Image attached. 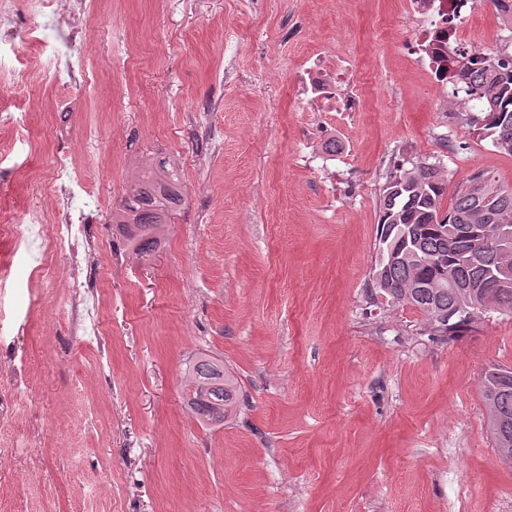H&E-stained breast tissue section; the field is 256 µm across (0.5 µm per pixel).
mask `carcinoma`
<instances>
[{"label": "carcinoma", "mask_w": 512, "mask_h": 512, "mask_svg": "<svg viewBox=\"0 0 512 512\" xmlns=\"http://www.w3.org/2000/svg\"><path fill=\"white\" fill-rule=\"evenodd\" d=\"M438 77L475 101L478 114L463 113L467 123L512 156V54L462 52ZM447 189L448 173L436 164L399 166L389 174L379 201L378 260L369 290L392 306L419 310L430 335L449 341L473 330L484 312L512 314V265L496 258L512 254V189L478 170L446 208ZM182 201L177 170L160 164L139 173L112 223L130 249L147 256ZM184 378L196 387L187 406L202 422L222 424L236 410L239 382L224 361L202 354ZM482 397L497 454L512 466V368L486 370Z\"/></svg>", "instance_id": "carcinoma-1"}]
</instances>
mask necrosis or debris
I'll return each mask as SVG.
<instances>
[{
	"label": "necrosis or debris",
	"mask_w": 512,
	"mask_h": 512,
	"mask_svg": "<svg viewBox=\"0 0 512 512\" xmlns=\"http://www.w3.org/2000/svg\"><path fill=\"white\" fill-rule=\"evenodd\" d=\"M90 0H73L72 15L65 18L54 12L52 0H29L31 16L40 17L39 28H66V35L56 37L54 61L59 86L64 91L83 90L96 84L97 77L89 69L82 48L87 43L86 25L80 18L88 13ZM475 0H439L438 5L424 7L423 0H409L410 12L425 13L428 19V36L424 48L436 53L441 64L452 61L449 45L466 49L461 35H454L452 44H435L432 36L436 31L447 29L449 22L471 17ZM36 28V29H39ZM36 29L15 31L10 10L0 0V47L16 50L18 43L35 44ZM312 87L319 90L327 103L328 111L357 112L360 100L353 95L337 94L336 68L310 66L306 70ZM26 184L32 196L42 197L46 190H53L56 203L47 208L34 204L16 211L0 207V238L10 242L13 252L26 256L27 286L33 292L32 305H39L47 285L56 283L58 263L66 261L68 267L67 288L69 300L59 312L60 319L71 335L82 342L99 340L102 334L100 295L91 280L82 273L92 266L94 258L89 249L91 230L87 219L99 205L98 196L80 178L76 156L58 151L52 154L45 170L25 171ZM28 400L27 375L24 368L15 367L7 383L0 384V455H9L15 443L13 426L18 413L24 410Z\"/></svg>",
	"instance_id": "necrosis-or-debris-1"
}]
</instances>
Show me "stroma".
<instances>
[{"label":"stroma","instance_id":"obj_1","mask_svg":"<svg viewBox=\"0 0 512 512\" xmlns=\"http://www.w3.org/2000/svg\"><path fill=\"white\" fill-rule=\"evenodd\" d=\"M87 53L98 84L56 103L51 46H24L42 91L13 88L27 141L0 168L73 149L91 213L103 336H69L55 288L25 334L37 434L0 460L6 512H512V467L481 377L512 368V314L443 343L408 306L366 292L379 201L396 166L439 163L456 189L512 157L447 111L403 0H102ZM462 28L512 51L491 0ZM342 60L357 112L306 92L311 55ZM337 150H330V143ZM170 158L184 203L138 257L112 214L138 169ZM241 389L220 425L183 404L195 357Z\"/></svg>","mask_w":512,"mask_h":512}]
</instances>
